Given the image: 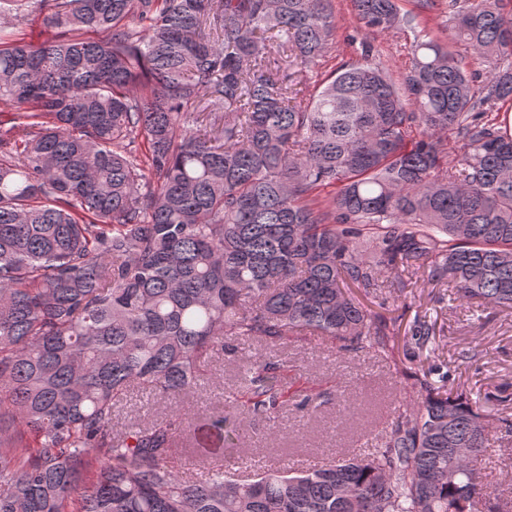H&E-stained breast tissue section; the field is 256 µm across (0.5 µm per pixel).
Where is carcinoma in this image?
<instances>
[{"mask_svg":"<svg viewBox=\"0 0 512 512\" xmlns=\"http://www.w3.org/2000/svg\"><path fill=\"white\" fill-rule=\"evenodd\" d=\"M368 34L417 31L395 79L363 42L303 94L336 42L331 0H0V512H476L487 414L433 370L382 447L329 467L224 469L237 428L191 413L117 437L136 387L182 400L226 339L311 331L387 350L395 328L347 294L420 272L477 308L512 309V13L446 0H353ZM63 29L33 45L28 7ZM95 32L98 38L86 37ZM476 56L486 73L467 68ZM141 144H131V135ZM412 360L435 325H409ZM256 416L281 364L248 361Z\"/></svg>","mask_w":512,"mask_h":512,"instance_id":"carcinoma-1","label":"carcinoma"}]
</instances>
